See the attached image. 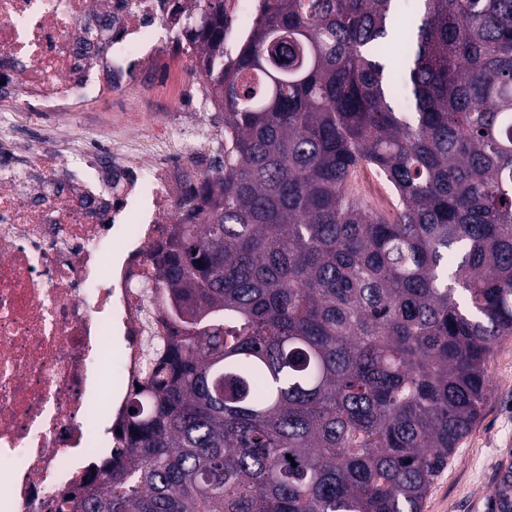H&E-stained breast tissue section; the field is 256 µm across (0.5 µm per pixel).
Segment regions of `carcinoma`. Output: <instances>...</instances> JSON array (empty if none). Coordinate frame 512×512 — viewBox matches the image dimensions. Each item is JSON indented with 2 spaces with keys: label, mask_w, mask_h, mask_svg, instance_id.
<instances>
[{
  "label": "carcinoma",
  "mask_w": 512,
  "mask_h": 512,
  "mask_svg": "<svg viewBox=\"0 0 512 512\" xmlns=\"http://www.w3.org/2000/svg\"><path fill=\"white\" fill-rule=\"evenodd\" d=\"M188 2L232 144L149 250L188 310L56 512H421L512 336V0H264L228 60Z\"/></svg>",
  "instance_id": "1"
}]
</instances>
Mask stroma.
<instances>
[{"label":"stroma","mask_w":512,"mask_h":512,"mask_svg":"<svg viewBox=\"0 0 512 512\" xmlns=\"http://www.w3.org/2000/svg\"><path fill=\"white\" fill-rule=\"evenodd\" d=\"M487 374L480 416L435 479L422 512H496L500 470L512 465V336L493 350Z\"/></svg>","instance_id":"1"}]
</instances>
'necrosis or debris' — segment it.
<instances>
[{
    "label": "necrosis or debris",
    "instance_id": "1",
    "mask_svg": "<svg viewBox=\"0 0 512 512\" xmlns=\"http://www.w3.org/2000/svg\"><path fill=\"white\" fill-rule=\"evenodd\" d=\"M183 3L0 0V512H47L108 457L163 311L135 296L148 248L196 222L227 144Z\"/></svg>",
    "mask_w": 512,
    "mask_h": 512
}]
</instances>
